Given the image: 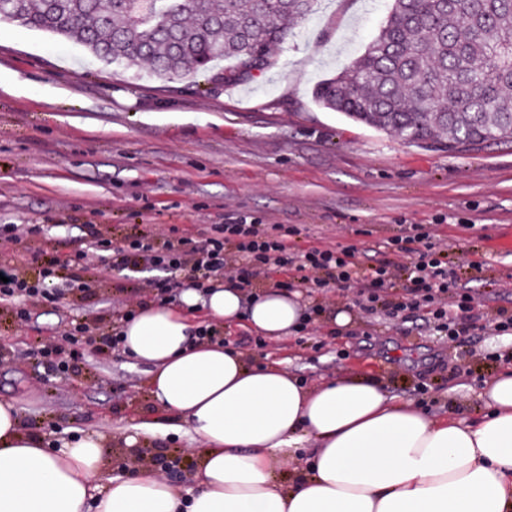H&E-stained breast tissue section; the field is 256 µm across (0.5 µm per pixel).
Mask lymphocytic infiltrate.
Masks as SVG:
<instances>
[{"label":"lymphocytic infiltrate","mask_w":512,"mask_h":512,"mask_svg":"<svg viewBox=\"0 0 512 512\" xmlns=\"http://www.w3.org/2000/svg\"><path fill=\"white\" fill-rule=\"evenodd\" d=\"M36 231L30 224L0 225V304L9 306L22 325L31 322L40 305L59 303L70 294L88 296L100 275L97 266L80 256L69 260V275H61L53 259L43 261L36 274H29L15 246ZM294 233L285 224H214L199 243L176 236L174 229L146 224L118 246L97 235L93 248L110 270L154 269L155 277L144 281L138 296L160 304L169 302L186 281L202 294L215 281L225 280L251 295L271 271L283 269L289 287H305L319 295V302L310 309L313 315H320L325 300L334 295L369 318L392 324L422 320L452 345L468 335V320L479 300L461 279L450 275L447 240L435 238L423 225H409L388 239L384 258L373 265L365 264L352 246L317 242L296 249ZM402 279L410 286L400 293L396 287ZM133 315V306L124 302L115 307L107 327L88 317L62 314L55 340L34 354L13 350L10 359L17 363L36 360L45 372L67 379L86 349H93L101 359L110 358L122 341L124 322Z\"/></svg>","instance_id":"obj_1"}]
</instances>
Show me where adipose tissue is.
<instances>
[{
	"instance_id": "obj_1",
	"label": "adipose tissue",
	"mask_w": 512,
	"mask_h": 512,
	"mask_svg": "<svg viewBox=\"0 0 512 512\" xmlns=\"http://www.w3.org/2000/svg\"><path fill=\"white\" fill-rule=\"evenodd\" d=\"M180 307L151 305L125 323L128 355L150 364L162 412L200 443L188 496L144 471L100 484L108 440L96 432L57 451L0 402V512H512V364L483 389L489 412L462 422L395 402L374 378L336 377L310 390L284 368L250 367L225 347L189 348L188 310L227 325L290 334L301 295L270 288L243 301L224 285ZM304 459L288 486L273 468Z\"/></svg>"
}]
</instances>
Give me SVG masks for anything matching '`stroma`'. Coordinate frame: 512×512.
Instances as JSON below:
<instances>
[{
    "instance_id": "35a3bbf8",
    "label": "stroma",
    "mask_w": 512,
    "mask_h": 512,
    "mask_svg": "<svg viewBox=\"0 0 512 512\" xmlns=\"http://www.w3.org/2000/svg\"><path fill=\"white\" fill-rule=\"evenodd\" d=\"M391 0H314L308 19L272 47L271 66L247 82L213 73L154 77L146 63L116 67L79 44L0 21V225L36 224L16 246L30 269L44 258L90 246L96 232L120 244L138 224H166L201 239L213 224H288L294 242L313 238L356 247L365 263L405 224H443L452 265L481 256L464 277L483 298L479 326L456 349L417 321L374 331L355 318L337 330L334 310L286 348L246 345L253 331L227 326V344L252 365H274L308 387L341 374H368L397 401L425 403L436 417L470 422L487 409L478 387L512 361V337L494 331L497 308L512 312V142L464 151L405 142L319 105L316 86L360 56L378 34ZM143 273L103 272L89 298L64 306L111 319ZM59 328L55 305L18 325L0 305V400L20 410L26 431L46 447L98 432L112 440L102 480L147 462L181 456L177 489L195 491L198 440L188 429L123 444L159 408L151 365L121 351L85 355L67 380L34 364L15 368L12 350H30Z\"/></svg>"
}]
</instances>
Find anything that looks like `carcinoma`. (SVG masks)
I'll return each instance as SVG.
<instances>
[{
  "label": "carcinoma",
  "instance_id": "carcinoma-1",
  "mask_svg": "<svg viewBox=\"0 0 512 512\" xmlns=\"http://www.w3.org/2000/svg\"><path fill=\"white\" fill-rule=\"evenodd\" d=\"M3 0L0 20L74 38L96 59L146 61L170 78L233 59L224 80L269 65L284 21L311 0ZM315 99L348 119L410 144L459 150L512 139V0H392L363 55L317 86Z\"/></svg>",
  "mask_w": 512,
  "mask_h": 512
}]
</instances>
